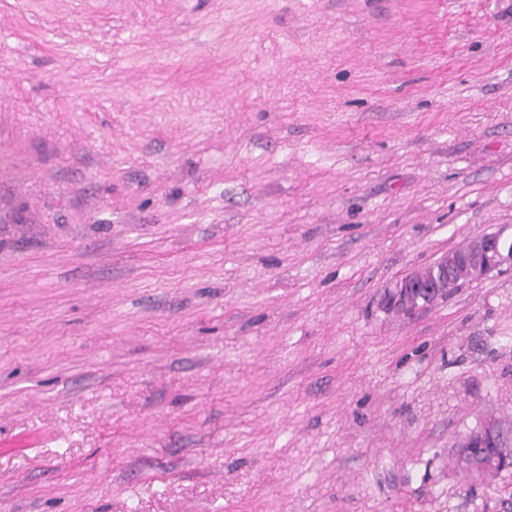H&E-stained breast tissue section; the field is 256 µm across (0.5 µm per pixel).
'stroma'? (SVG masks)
Masks as SVG:
<instances>
[{"instance_id": "stroma-1", "label": "stroma", "mask_w": 512, "mask_h": 512, "mask_svg": "<svg viewBox=\"0 0 512 512\" xmlns=\"http://www.w3.org/2000/svg\"><path fill=\"white\" fill-rule=\"evenodd\" d=\"M512 0H0V512H512ZM505 229L482 234L477 244L470 243L448 251L434 264L415 269L386 290L383 304L387 309L411 312L432 300H420L419 293L426 291L435 298L445 296L461 282H476L512 266V249L507 247ZM420 300V301H419ZM487 443L483 448H468L471 453L463 458L464 448H457L455 453V468L464 477L486 478V474L495 469L496 463L493 457L496 455V448Z\"/></svg>"}]
</instances>
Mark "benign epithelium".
<instances>
[{
	"mask_svg": "<svg viewBox=\"0 0 512 512\" xmlns=\"http://www.w3.org/2000/svg\"><path fill=\"white\" fill-rule=\"evenodd\" d=\"M505 229L482 234L474 246L465 245L442 255L434 264L415 269L386 290V308L411 312L418 308L419 294L438 298L447 295L462 282L481 281L512 266V249L506 246Z\"/></svg>",
	"mask_w": 512,
	"mask_h": 512,
	"instance_id": "7a95c632",
	"label": "benign epithelium"
}]
</instances>
